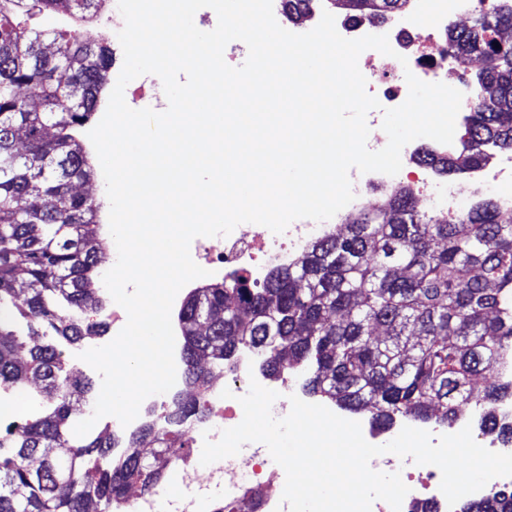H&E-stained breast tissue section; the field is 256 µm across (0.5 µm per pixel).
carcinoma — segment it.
<instances>
[{"instance_id":"obj_1","label":"carcinoma","mask_w":512,"mask_h":512,"mask_svg":"<svg viewBox=\"0 0 512 512\" xmlns=\"http://www.w3.org/2000/svg\"><path fill=\"white\" fill-rule=\"evenodd\" d=\"M284 2L303 19L313 0ZM335 2L349 15L385 20L407 0ZM98 9L99 0H0V391L35 379L52 401L38 419L0 420V512H88L91 501L112 512L129 488L150 492L171 466L164 448L188 447L187 428L207 417L209 370L198 361L222 365L241 345L265 353L269 376L301 369L309 393L341 410H367L384 428L397 415L429 421L437 406L447 424L474 402L475 377L512 366V220L485 199L448 223L400 188L342 232L312 240L260 288L236 276L193 289L177 315L190 393L175 399L166 425L147 424L121 456L108 438L76 440L68 424L91 383L72 376L63 351L40 338L75 343L90 332L83 315L99 290L102 202L73 188L96 177L83 134L113 57L98 29L64 33L29 21L89 23ZM509 28L505 5L448 29L457 52L484 65L457 145L424 149L418 162L451 175L512 151V43L494 38ZM507 397L512 380L496 379L474 403L483 431L512 439V423L498 418ZM148 437L161 450L150 459L139 451ZM460 512H512V490Z\"/></svg>"}]
</instances>
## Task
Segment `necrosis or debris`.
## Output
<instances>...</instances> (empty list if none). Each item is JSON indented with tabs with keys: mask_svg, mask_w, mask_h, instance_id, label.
<instances>
[{
	"mask_svg": "<svg viewBox=\"0 0 512 512\" xmlns=\"http://www.w3.org/2000/svg\"><path fill=\"white\" fill-rule=\"evenodd\" d=\"M494 0H409L405 21L382 25L365 16H337L336 29L347 39L368 34L387 35L393 56L368 49L361 53L358 66L366 79V90L375 96L379 109L370 111L367 121L379 126L384 109L401 105L408 97L406 73L428 82H447L450 66L462 58L448 43L449 17L475 18L491 10ZM401 160L407 167L405 178L379 172L349 174L355 199L331 219L316 222L310 219L293 221L281 234L242 233L234 237H198L194 240L193 261L210 271L212 278L228 277L230 272L244 274L249 283L262 284L276 268L296 260L308 242L316 235L330 232L348 218L372 206L380 193L397 189L406 183L414 194L431 199L442 197L440 217L451 219L457 214L458 197L453 189L436 182L431 168L414 165L413 154L402 151ZM259 355L251 349L242 350L237 361L225 365L223 385H208L206 389L209 416L191 433L194 449L205 441H218L224 429L238 425L244 416L240 396L248 393L251 382L267 385L264 375H253ZM176 383L171 393L148 397L140 407L138 417L129 425L109 418L113 442H121L125 434L137 432L147 420L164 423L170 410L172 394L185 387V364L176 360ZM230 397H223V390ZM251 463L243 465L240 456H232L208 466H201L193 453L177 458L176 479L184 489L181 498L174 499L165 490L135 497H125L112 506L113 512H196L200 500L207 499L215 512H290L281 492L285 484L284 471L271 457L266 446H250ZM373 470L385 473L405 469L409 492L402 501L400 512H450L440 490L441 472L433 465L415 464L412 458L400 460L379 455L370 462Z\"/></svg>",
	"mask_w": 512,
	"mask_h": 512,
	"instance_id": "1",
	"label": "necrosis or debris"
}]
</instances>
